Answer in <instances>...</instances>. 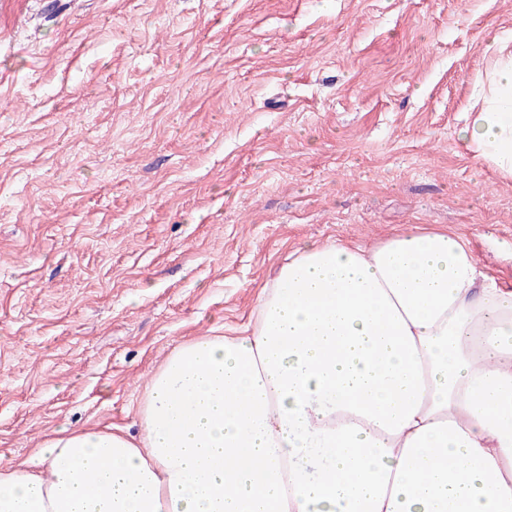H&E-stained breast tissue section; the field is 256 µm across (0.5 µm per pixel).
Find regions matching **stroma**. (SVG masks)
Listing matches in <instances>:
<instances>
[{
	"label": "stroma",
	"instance_id": "35a3bbf8",
	"mask_svg": "<svg viewBox=\"0 0 512 512\" xmlns=\"http://www.w3.org/2000/svg\"><path fill=\"white\" fill-rule=\"evenodd\" d=\"M35 16L25 33L13 12ZM512 0H64L0 12V467L140 432L303 239L463 236L512 285V181L460 138Z\"/></svg>",
	"mask_w": 512,
	"mask_h": 512
}]
</instances>
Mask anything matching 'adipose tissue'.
I'll return each instance as SVG.
<instances>
[{
  "label": "adipose tissue",
  "instance_id": "1",
  "mask_svg": "<svg viewBox=\"0 0 512 512\" xmlns=\"http://www.w3.org/2000/svg\"><path fill=\"white\" fill-rule=\"evenodd\" d=\"M485 51L465 143L512 180V37ZM141 428L59 430L0 512H512V288L447 232L303 242L247 335L168 356Z\"/></svg>",
  "mask_w": 512,
  "mask_h": 512
}]
</instances>
